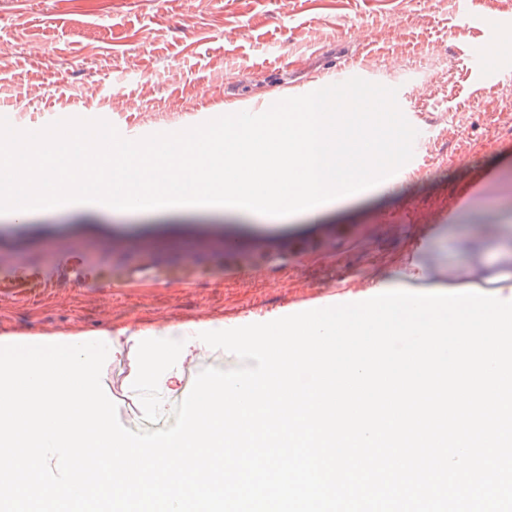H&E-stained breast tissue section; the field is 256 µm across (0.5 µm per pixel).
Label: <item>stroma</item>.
<instances>
[{
	"label": "stroma",
	"mask_w": 512,
	"mask_h": 512,
	"mask_svg": "<svg viewBox=\"0 0 512 512\" xmlns=\"http://www.w3.org/2000/svg\"><path fill=\"white\" fill-rule=\"evenodd\" d=\"M460 1L0 0V111H118L134 123L151 113L153 134L169 131L175 112L197 119L284 89L306 94L356 62L397 88L426 130L419 169L322 214L324 224L353 217L349 235L258 266L228 267L223 255L245 238L293 239L308 217L73 204L0 214V273L52 277L47 288H0V345L121 332L123 354L106 360L101 385L122 425L154 431L174 424L170 410L200 371L240 364L205 345L184 363L179 389L146 384L144 357L164 328L264 323L306 298L373 293L384 279L425 293L431 269L446 284L469 269L512 273V112L488 102L502 79L476 81L464 57L484 32L459 23ZM480 222L499 235L476 243ZM82 225L89 233L74 240ZM159 403L165 414H153Z\"/></svg>",
	"instance_id": "35a3bbf8"
}]
</instances>
